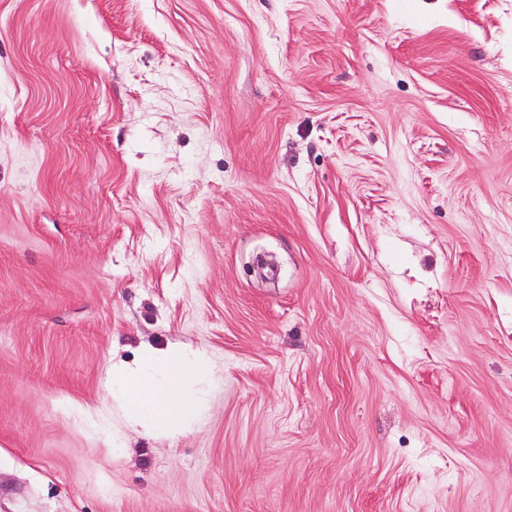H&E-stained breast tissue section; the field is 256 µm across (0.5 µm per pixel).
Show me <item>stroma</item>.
I'll list each match as a JSON object with an SVG mask.
<instances>
[{
  "mask_svg": "<svg viewBox=\"0 0 512 512\" xmlns=\"http://www.w3.org/2000/svg\"><path fill=\"white\" fill-rule=\"evenodd\" d=\"M0 512H512V0H0ZM206 370V357L200 352L148 349L135 366L112 364V390L125 401L131 424L147 431L177 432L199 416L188 385Z\"/></svg>",
  "mask_w": 512,
  "mask_h": 512,
  "instance_id": "35a3bbf8",
  "label": "stroma"
}]
</instances>
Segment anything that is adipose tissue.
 I'll list each match as a JSON object with an SVG mask.
<instances>
[{"label": "adipose tissue", "instance_id": "adipose-tissue-1", "mask_svg": "<svg viewBox=\"0 0 512 512\" xmlns=\"http://www.w3.org/2000/svg\"><path fill=\"white\" fill-rule=\"evenodd\" d=\"M206 370L201 353L149 349L137 365L113 364L112 387L125 401L131 424L148 431L176 432L200 413L188 385Z\"/></svg>", "mask_w": 512, "mask_h": 512}]
</instances>
